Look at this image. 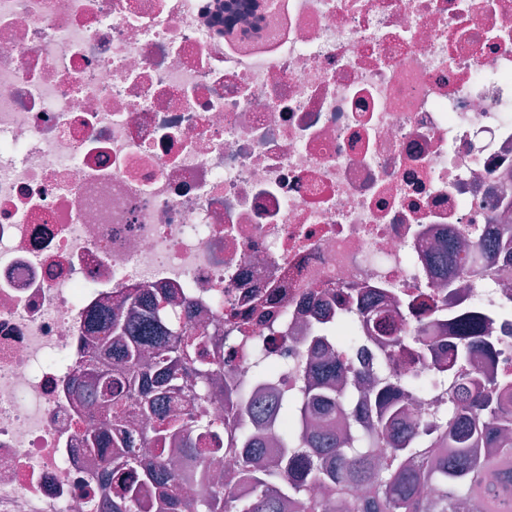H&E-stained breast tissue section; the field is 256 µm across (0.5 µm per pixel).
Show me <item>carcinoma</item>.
<instances>
[{
    "mask_svg": "<svg viewBox=\"0 0 512 512\" xmlns=\"http://www.w3.org/2000/svg\"><path fill=\"white\" fill-rule=\"evenodd\" d=\"M359 299V293L338 289L336 320L317 322L314 343L333 345L336 358L309 368L294 394L273 405L253 402L243 411L230 397H216L213 387L224 369V326L200 325L188 313L175 317L148 295L147 314L98 318L103 359L91 364L77 384L90 391L91 405L104 406L102 412H92L101 415V428L86 436L88 446L104 456L107 475L116 483L115 497L103 512H135L140 488L126 481L132 472L157 490L160 512H282L286 504L295 512H512V482L495 490L487 481L494 472L512 479V408L501 401V394L512 392V381L476 374L461 383L455 374L458 363L491 355L494 340L461 319L448 364L430 371L432 347L418 336L401 335L385 310L364 311ZM364 331L380 335L394 351L418 348V365L395 377L389 372L391 353L381 352L369 375L372 387L364 416L351 415L340 435L308 432L306 416L329 418L336 403L352 400L350 370L343 360ZM286 370V361L259 362L254 376L264 379ZM451 384L457 397L435 412L432 423L422 425L409 416V393ZM182 398L201 407L218 399L224 418L201 415L189 427L163 404ZM132 409L160 427L188 435L182 466L172 467L162 448L143 454L137 436L107 433ZM246 413L254 420L274 413L282 418L274 436L281 460L268 458L265 441L243 420ZM379 439L392 444L391 455L380 466L373 455ZM437 441L451 448L444 458L428 453ZM220 451L237 462L251 486L249 494L237 497L207 482L197 469L202 455ZM312 483L323 488L322 496L308 495ZM426 484L437 487L434 496L421 494Z\"/></svg>",
    "mask_w": 512,
    "mask_h": 512,
    "instance_id": "1",
    "label": "carcinoma"
}]
</instances>
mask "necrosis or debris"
Wrapping results in <instances>:
<instances>
[{
    "instance_id": "4bbe7bcc",
    "label": "necrosis or debris",
    "mask_w": 512,
    "mask_h": 512,
    "mask_svg": "<svg viewBox=\"0 0 512 512\" xmlns=\"http://www.w3.org/2000/svg\"><path fill=\"white\" fill-rule=\"evenodd\" d=\"M0 0V512H100L73 381L95 316L240 314L225 378L292 392L336 313L449 296L452 240H512V0ZM456 374L512 378V321Z\"/></svg>"
}]
</instances>
